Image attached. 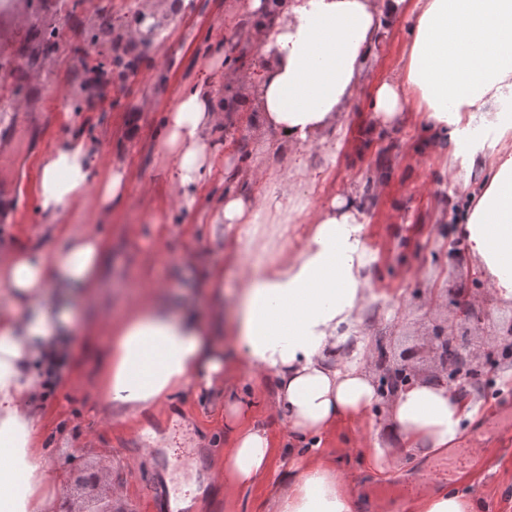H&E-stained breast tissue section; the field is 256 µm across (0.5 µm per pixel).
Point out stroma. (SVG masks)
<instances>
[{
    "label": "stroma",
    "mask_w": 512,
    "mask_h": 512,
    "mask_svg": "<svg viewBox=\"0 0 512 512\" xmlns=\"http://www.w3.org/2000/svg\"><path fill=\"white\" fill-rule=\"evenodd\" d=\"M247 0H184L174 15L169 0H0V150L11 159L16 183L12 205L19 213L14 224L0 223V249L41 246L60 252L66 232H97L105 243V258L92 297L75 296L72 308L95 335L74 329L71 344L80 354L76 369L57 376L48 401L50 420L42 429L46 454L67 479L59 493L75 512H103L113 501V487L125 495L122 512H166L170 503L204 485L211 462L227 446L224 423L211 414L203 397L188 390L147 420L132 424L115 419L99 403L91 372L108 347V327L134 294L162 286L178 297L202 284L211 270L224 271V300L232 302L243 265L224 259V245L207 220L211 202L224 191V169L243 171L257 166L286 171L287 153L269 154L275 135L254 123L224 130V145L210 177L200 191L199 208L188 213L177 204L169 187L172 158L161 148L164 119L179 96L202 72L213 81L236 84L265 60L259 46L249 42L241 24L247 19ZM149 13L169 19L163 39L157 40L140 66L125 80L107 85L96 103L80 90L88 79L84 57L111 55V44L87 45L84 35L110 23L122 36L135 35V17ZM57 28L52 44L42 41L45 24ZM408 24L396 20L373 49L363 70L358 95L347 102L345 122L336 130V161L324 164L310 152L308 165L321 169L316 196L325 199L367 187L384 170V188L365 204L368 239L377 253L371 277L388 298V316L374 320L370 335L390 345L393 353L422 345L434 325L446 323L447 308L430 309L426 292L465 285L478 298L489 286L471 266L457 267L448 256L449 220L463 202L451 191L445 157L456 151L446 141L442 154L412 157L413 148L427 141L423 124L410 122L360 138L371 122L369 95L373 84L398 66ZM83 133L96 145L103 166L122 164L128 172L127 194L119 208L103 212L95 194L68 208L60 222L45 219L37 208L39 160L59 142ZM190 263H181L182 255ZM506 364L495 367L499 397L483 396L475 421L467 424L459 445L470 444L491 420L512 411L505 400L512 380H504ZM376 412L362 422L341 424L324 439L320 453L349 474L360 512H403L402 498L378 501L381 485L364 462L358 445L384 422ZM473 470L457 491L473 497L479 512H512V449L474 447ZM100 475L96 486L76 485L82 472ZM445 468L441 458L400 452L391 479L399 484L436 480ZM194 512H267L264 488L229 489L204 485Z\"/></svg>",
    "instance_id": "35a3bbf8"
}]
</instances>
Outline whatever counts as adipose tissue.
<instances>
[{"instance_id": "adipose-tissue-1", "label": "adipose tissue", "mask_w": 512, "mask_h": 512, "mask_svg": "<svg viewBox=\"0 0 512 512\" xmlns=\"http://www.w3.org/2000/svg\"><path fill=\"white\" fill-rule=\"evenodd\" d=\"M410 23L398 71L371 94L373 129L420 120L428 151L480 126L497 147L480 179L457 174L455 194L467 208L451 232L491 287L512 306V114L498 104L512 95V0H288L276 26L261 33L268 59L248 81L257 118L273 130L274 151L318 148L336 158V128L356 96L364 65L384 26ZM209 76L187 89L167 112L161 146L175 163L169 180L180 207L194 212L224 130ZM99 154L77 134L39 163L38 206L61 218L91 182L101 210L125 199L127 171L110 166L98 177ZM308 165L258 177L227 169L210 223L220 225L224 251L246 258L242 285L228 321L177 314L165 293L143 295L112 324L111 344L94 370L100 398L113 416L138 419L186 389L213 398L224 411L223 469L215 480L236 488L277 472L272 512H354L346 471L320 455L336 427L383 407L386 421L364 454L376 473L390 471L399 450L434 456L451 448L480 404L447 386L419 380L382 398L370 374L372 340L364 329L380 296L368 271L376 257L366 243L359 194L313 205ZM310 212L294 239L292 224ZM104 253L87 230L67 239L54 258L36 248L0 250V512H57L62 474L45 463L40 434L48 416L42 396L51 357L68 355L74 294L91 293ZM239 346L224 360V338ZM287 421L294 460L276 470L272 435L251 424L256 414ZM474 499L427 486L415 512H477Z\"/></svg>"}]
</instances>
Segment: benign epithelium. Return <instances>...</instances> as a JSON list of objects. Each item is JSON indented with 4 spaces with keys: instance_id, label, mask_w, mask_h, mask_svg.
I'll return each instance as SVG.
<instances>
[{
    "instance_id": "benign-epithelium-1",
    "label": "benign epithelium",
    "mask_w": 512,
    "mask_h": 512,
    "mask_svg": "<svg viewBox=\"0 0 512 512\" xmlns=\"http://www.w3.org/2000/svg\"><path fill=\"white\" fill-rule=\"evenodd\" d=\"M282 0H267V9L258 15L257 22L252 27L269 31L276 26L280 18ZM162 30V25L143 15L139 21L138 38L131 45L138 46L146 51L153 44L154 38ZM245 95V87L240 85L233 90H224V113L234 114L235 123L240 124L249 117L245 116L244 109L238 105ZM448 309L451 319L448 324L435 325L428 333L425 348L432 354L436 363L433 374L434 380L452 389L455 394L469 396L471 392L479 390V384L462 376L466 371L476 374L480 368L491 359L498 356V360H507L503 353L512 350V320L502 325L496 332V338L490 343L478 344L474 340L473 331L484 325L490 318V309L485 305H478L470 291L465 287H458L448 295ZM454 343L459 349L457 359L448 358V344ZM416 352L408 349L394 358L388 350L377 356L374 361L377 378L385 379L391 384L392 391L396 392L403 387V379L413 381L418 378L415 367Z\"/></svg>"
}]
</instances>
